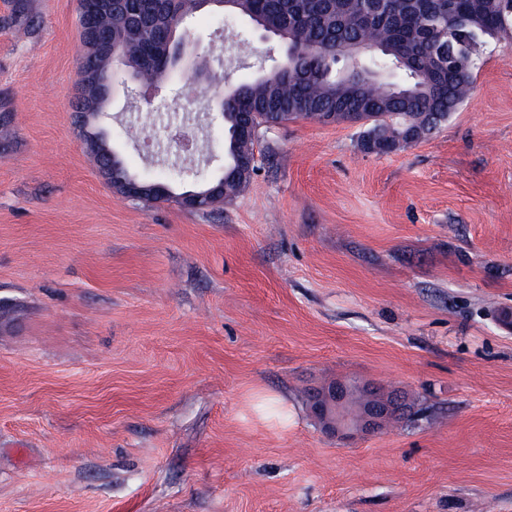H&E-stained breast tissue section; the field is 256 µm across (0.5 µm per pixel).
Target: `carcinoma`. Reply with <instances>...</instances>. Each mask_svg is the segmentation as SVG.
Returning <instances> with one entry per match:
<instances>
[{
  "label": "carcinoma",
  "instance_id": "cac0c4a2",
  "mask_svg": "<svg viewBox=\"0 0 512 512\" xmlns=\"http://www.w3.org/2000/svg\"><path fill=\"white\" fill-rule=\"evenodd\" d=\"M206 0H171L148 32L134 31L119 15L104 12L101 26L112 25V39L128 68L143 84L173 75L186 76L180 45L195 37L184 29L189 16ZM22 0L0 19L11 25L25 20ZM232 14L279 37L295 55L226 94L198 74L202 111L218 110L224 118V170L202 182V192L222 188L202 200L200 211L213 209L240 194L255 166L256 139L240 125L283 124L296 119L361 122V147L391 154L427 138L457 111L473 90L480 48L512 30V0H395L365 16L361 0H232ZM386 52L354 68H338L339 56L351 54L364 41ZM86 145L94 158L112 163L115 182L130 173L104 135L88 132ZM141 200L165 201L172 184L164 178L142 179Z\"/></svg>",
  "mask_w": 512,
  "mask_h": 512
}]
</instances>
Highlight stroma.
I'll return each mask as SVG.
<instances>
[{
	"instance_id": "35a3bbf8",
	"label": "stroma",
	"mask_w": 512,
	"mask_h": 512,
	"mask_svg": "<svg viewBox=\"0 0 512 512\" xmlns=\"http://www.w3.org/2000/svg\"><path fill=\"white\" fill-rule=\"evenodd\" d=\"M26 4L0 27V512H512V33L428 138L264 127L206 212L117 194L85 134L183 191L221 172V118L163 81L83 125L78 0ZM187 27L223 89L284 57L213 5ZM339 381L416 416L338 437L308 393Z\"/></svg>"
}]
</instances>
